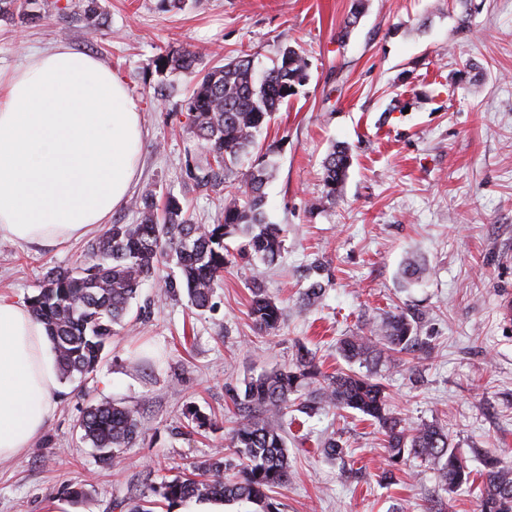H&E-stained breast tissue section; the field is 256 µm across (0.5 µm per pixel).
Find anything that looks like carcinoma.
Listing matches in <instances>:
<instances>
[{
  "label": "carcinoma",
  "instance_id": "obj_1",
  "mask_svg": "<svg viewBox=\"0 0 512 512\" xmlns=\"http://www.w3.org/2000/svg\"><path fill=\"white\" fill-rule=\"evenodd\" d=\"M364 2L356 0L343 21L340 38L358 24ZM29 4L30 0H0V18L39 21L41 16L29 11ZM154 66L160 73L180 72L194 79L187 101L190 128L210 160L204 167L188 169L189 177L213 192L226 184L235 186V192L226 200L218 199L216 223L196 224L188 205L178 197L170 194L159 204L153 191L146 189L133 201L138 223L111 225L90 245L93 263L75 269L44 268L42 288L28 304L34 317L46 325L60 375L66 378L77 375L86 381L96 375L116 327L126 325L141 285L160 267L173 264L179 270V276L164 280L163 294L183 290L191 305L203 312L211 308L214 288L235 256L270 266L285 250L286 231L268 222L265 209L264 188L275 172L278 146L265 147L258 136L307 81L308 59L288 46L280 61L258 77L248 54L209 67L201 52L182 48L158 54ZM251 154L255 158L250 166L238 173L243 158ZM351 165L349 147L333 145L322 164L323 190L311 209L336 202ZM239 236L246 242L234 255L229 241ZM309 274L313 279L300 293L304 307L317 304L330 286L323 262L314 261ZM428 274L426 264L417 261L402 269L409 285ZM248 316L258 334L269 335L279 328L283 308L255 281ZM426 348L428 343L417 336L412 319L401 311L389 314L379 326L339 340L340 356L366 367L365 372L325 375L313 353L298 350L291 364L249 378L244 390L234 394L235 425L224 437L230 454L210 459L190 474L162 476L158 481L146 475L125 512L170 509L193 498L226 505L250 503L255 506L253 512H280L271 492L285 486L290 477L284 419L294 406L310 417L327 407L359 412L379 425L389 466L407 457L418 459L432 465L440 483L455 491L469 482L472 471L451 447L448 433L436 423L406 426L390 411L385 388L370 370L387 352ZM185 415L197 432L215 425L196 409H187ZM79 428L83 442L98 451L102 467L132 447L140 431L132 409L104 400L89 403ZM480 461L479 512H512V456L503 450H486Z\"/></svg>",
  "mask_w": 512,
  "mask_h": 512
}]
</instances>
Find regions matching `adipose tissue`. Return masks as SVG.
I'll return each instance as SVG.
<instances>
[{
    "mask_svg": "<svg viewBox=\"0 0 512 512\" xmlns=\"http://www.w3.org/2000/svg\"><path fill=\"white\" fill-rule=\"evenodd\" d=\"M140 106L93 56L59 45L0 70V238L53 248L96 231L126 199ZM59 390L43 323L0 298V459L53 417Z\"/></svg>",
    "mask_w": 512,
    "mask_h": 512,
    "instance_id": "1",
    "label": "adipose tissue"
}]
</instances>
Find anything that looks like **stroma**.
I'll list each match as a JSON object with an SVG mask.
<instances>
[{"label":"stroma","instance_id":"stroma-1","mask_svg":"<svg viewBox=\"0 0 512 512\" xmlns=\"http://www.w3.org/2000/svg\"><path fill=\"white\" fill-rule=\"evenodd\" d=\"M59 3L66 15L47 10L35 27L0 20V69L60 43L97 57L142 112L132 194L148 187L183 198L200 224L214 223L218 208L186 174L205 161L186 109L192 79L157 73L154 58L189 48L219 64L246 53L261 71L291 46L307 57L309 78L261 136L279 147L264 189L269 221L287 231L279 263L237 260L205 312L185 292L160 296L161 277L146 281L94 379L61 380L40 437L0 460V512H123L149 468L188 473L223 448L232 396L247 378L290 364L301 347L324 374L347 369L337 338L397 309L429 347L378 366L394 411L412 426L442 425L473 471L475 451L512 450V322L499 308L512 297V0H482L468 18L455 0H367L343 42L354 0H99L105 23L95 29L85 0ZM337 143L353 156L343 190L331 208L311 210ZM91 242L35 249L0 238V295L25 301L39 292L42 267L88 265ZM413 258L431 274L408 287L400 272ZM316 259L332 284L306 308L299 294ZM256 275L284 311L267 336L247 315ZM92 396L132 408L141 423L113 467H100L80 439ZM189 408L215 428L194 432ZM332 437L346 445L344 459L321 453ZM287 445L292 478L275 494L280 512H421L429 500L443 512H478L479 483L446 491L419 460L384 478L383 436L359 414L304 418ZM78 486L86 495L75 500Z\"/></svg>","mask_w":512,"mask_h":512}]
</instances>
